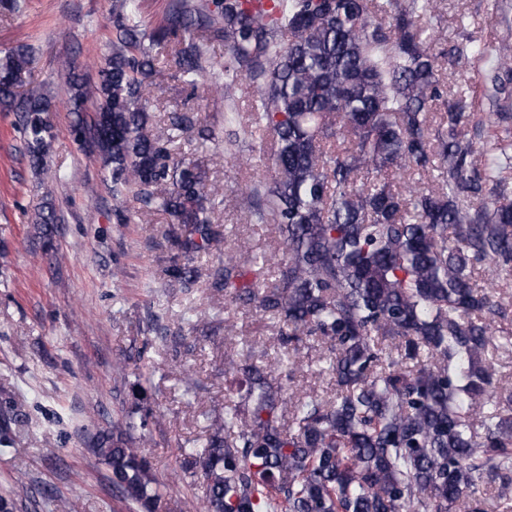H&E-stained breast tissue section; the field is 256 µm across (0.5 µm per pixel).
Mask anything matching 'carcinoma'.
<instances>
[{
  "label": "carcinoma",
  "instance_id": "cac0c4a2",
  "mask_svg": "<svg viewBox=\"0 0 512 512\" xmlns=\"http://www.w3.org/2000/svg\"><path fill=\"white\" fill-rule=\"evenodd\" d=\"M442 0H169L162 23L136 21L138 0H116L112 54L88 78L68 69L69 111L80 144L109 178L112 213L130 205L185 227L171 237L169 285L200 276L195 255H217L211 287L224 304L253 305L278 325L272 348L310 336L327 345L333 401L288 392L254 346L231 360L248 383L224 413H201L208 437L185 454L203 480V512H512V383L486 359L502 305L478 285L487 273L512 288V200L499 142H483V168L459 126L463 100L448 97L439 59L461 68L490 55L512 92V48L437 50L424 19ZM224 45V153L262 131L271 178L236 193L238 207L274 224L282 256L254 253L238 238L226 249L214 223L224 186L177 156L156 135L150 92L170 78L195 86L213 68L203 49ZM34 64L30 47L0 57V106L20 113L29 166L43 165L56 106L39 87L20 94ZM94 115L88 119V105ZM248 123L236 124L240 109ZM171 126L217 137L193 112ZM430 174L441 190L421 186ZM57 223L53 205L35 218ZM274 264L268 282L262 267ZM426 354L417 370L407 360ZM132 417L93 434V453L141 512H157L159 484L134 436ZM500 483L487 499L485 476Z\"/></svg>",
  "mask_w": 512,
  "mask_h": 512
}]
</instances>
